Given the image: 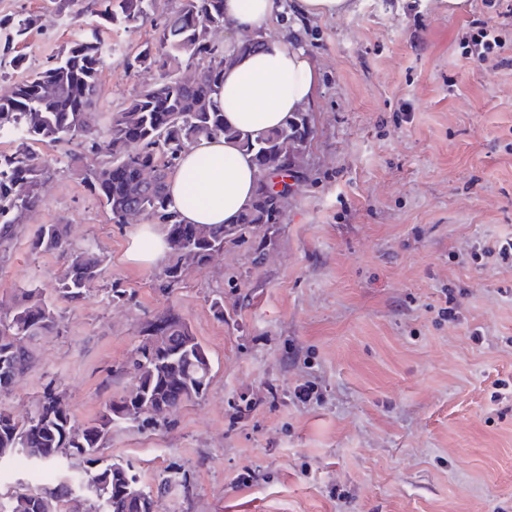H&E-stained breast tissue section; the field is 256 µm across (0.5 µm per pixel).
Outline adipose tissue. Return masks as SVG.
<instances>
[{
    "label": "adipose tissue",
    "mask_w": 512,
    "mask_h": 512,
    "mask_svg": "<svg viewBox=\"0 0 512 512\" xmlns=\"http://www.w3.org/2000/svg\"><path fill=\"white\" fill-rule=\"evenodd\" d=\"M276 10V0H224L236 38L266 32ZM315 91V73L304 50L269 39L225 68L218 99L227 125L255 134L281 125ZM168 191L171 207L184 223L229 224L254 195L255 169L236 142L203 137L181 154ZM166 251L163 233L147 222L132 237L128 257L152 265Z\"/></svg>",
    "instance_id": "obj_1"
}]
</instances>
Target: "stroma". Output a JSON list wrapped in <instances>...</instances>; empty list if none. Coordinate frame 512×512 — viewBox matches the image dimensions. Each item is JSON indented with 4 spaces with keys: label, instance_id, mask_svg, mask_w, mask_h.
I'll list each match as a JSON object with an SVG mask.
<instances>
[{
    "label": "stroma",
    "instance_id": "35a3bbf8",
    "mask_svg": "<svg viewBox=\"0 0 512 512\" xmlns=\"http://www.w3.org/2000/svg\"><path fill=\"white\" fill-rule=\"evenodd\" d=\"M277 2L267 35L303 49L317 85L303 174L262 264L252 242L231 245L164 288L163 263L126 256L135 224L112 223L66 167L78 143L36 144L56 172L0 262V297H53L65 260L32 246L46 224L105 263L86 299H56L62 321L0 408L25 418L51 384L76 426L93 422L131 388L142 327L171 308L208 351L210 384L166 416L113 425L99 452L131 465L158 512H512V265L494 252L512 237V66L472 68L464 39L496 12L351 0L336 18ZM28 15L25 65L0 70V95L94 29L109 54L99 111L159 78L123 64L150 28L0 0V41ZM82 467L0 463V505Z\"/></svg>",
    "mask_w": 512,
    "mask_h": 512
}]
</instances>
